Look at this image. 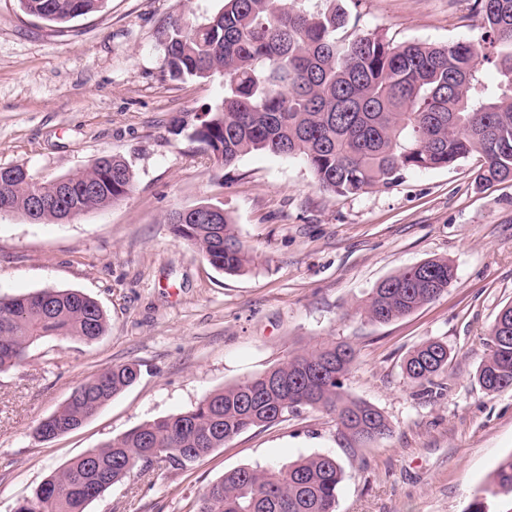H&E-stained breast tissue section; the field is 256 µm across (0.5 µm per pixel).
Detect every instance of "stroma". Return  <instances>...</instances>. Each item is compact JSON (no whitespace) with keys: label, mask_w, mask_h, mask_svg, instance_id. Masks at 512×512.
I'll return each instance as SVG.
<instances>
[{"label":"stroma","mask_w":512,"mask_h":512,"mask_svg":"<svg viewBox=\"0 0 512 512\" xmlns=\"http://www.w3.org/2000/svg\"><path fill=\"white\" fill-rule=\"evenodd\" d=\"M473 3L360 0L357 29L397 43L469 40L479 25ZM222 5L107 0L61 32L18 0H0V167L21 165L49 183L116 155L133 173L125 198L68 222L0 214V296L75 289L108 319L94 343L49 337L0 373V512H14L85 451L332 340L355 348L345 390L386 415L384 439L348 448L332 415L304 410L185 469L134 474L88 512H193L226 471L313 454L344 468L337 512H470L512 455V388L486 393L475 381L487 330L512 303V180L476 185L472 156L340 197L320 190L297 159L252 152L217 165L170 125L222 98V82L171 79L159 33ZM203 202L231 217L254 258L245 272L216 271L167 223ZM436 257L455 267L439 298L384 324L358 312L381 280ZM429 338L451 356L423 394L402 363ZM122 363L141 369L133 386L80 428L35 436L77 386Z\"/></svg>","instance_id":"stroma-1"}]
</instances>
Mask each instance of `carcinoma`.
Here are the masks:
<instances>
[{"label": "carcinoma", "instance_id": "1", "mask_svg": "<svg viewBox=\"0 0 512 512\" xmlns=\"http://www.w3.org/2000/svg\"><path fill=\"white\" fill-rule=\"evenodd\" d=\"M106 0H19L27 14L59 29L97 12ZM224 0L201 22L176 20L163 28L170 77L219 76L224 97L205 117L172 119L175 133H190L224 166L252 151L301 160L315 185L338 196L388 187L410 169L448 168L471 154L481 158L480 185L512 179V0H475L480 17L471 40L435 45L395 44L372 31L351 34L359 16L343 0ZM495 64L501 81L484 82L480 66ZM89 194L65 200L63 186L29 182L17 167L0 170V209L29 217L34 196L45 204L35 221L66 220L70 206L84 212L121 200L133 175L121 157L65 177ZM168 223L215 270L243 272L251 262L228 214L205 221L179 210ZM454 267L433 258L402 268L368 294L361 313L377 323L408 316L451 286ZM108 321L98 303L77 290L45 288L0 297V372L19 366L28 349L61 336L92 343ZM490 353L476 381L484 391L512 387V303L488 330ZM450 352L428 339L403 363L420 386L448 368ZM356 360L345 342L307 348L253 377L210 393L193 409L135 427L71 459L19 502L20 512H87L88 505L135 470H179L260 426L302 410L334 416L348 447L390 433L384 414L349 396L344 381ZM140 375L133 363L113 365L73 390L40 421L35 435L52 439L80 428ZM344 469L333 456L314 454L288 464L242 466L224 473L199 496L195 512H337ZM486 496L512 500V455L500 462Z\"/></svg>", "mask_w": 512, "mask_h": 512}]
</instances>
